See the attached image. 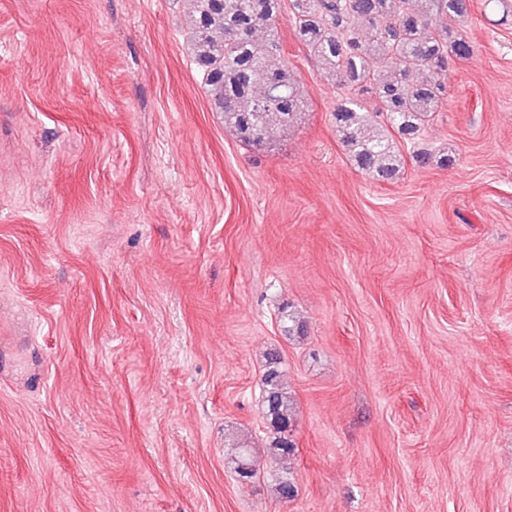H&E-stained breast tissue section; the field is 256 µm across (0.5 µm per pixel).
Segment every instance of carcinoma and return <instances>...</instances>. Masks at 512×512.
<instances>
[{
	"mask_svg": "<svg viewBox=\"0 0 512 512\" xmlns=\"http://www.w3.org/2000/svg\"><path fill=\"white\" fill-rule=\"evenodd\" d=\"M189 50L211 105L246 146L293 126L306 106L278 24L288 15L298 42L339 95L333 120L352 165L373 182L397 178L408 150L415 165L446 167L452 155L422 146L447 100L448 61L472 43L437 20L468 15L470 0H188ZM264 417L274 431L279 499L295 496L285 429L293 398L277 351L262 375ZM234 472L251 481L263 465L245 443Z\"/></svg>",
	"mask_w": 512,
	"mask_h": 512,
	"instance_id": "cac0c4a2",
	"label": "carcinoma"
}]
</instances>
